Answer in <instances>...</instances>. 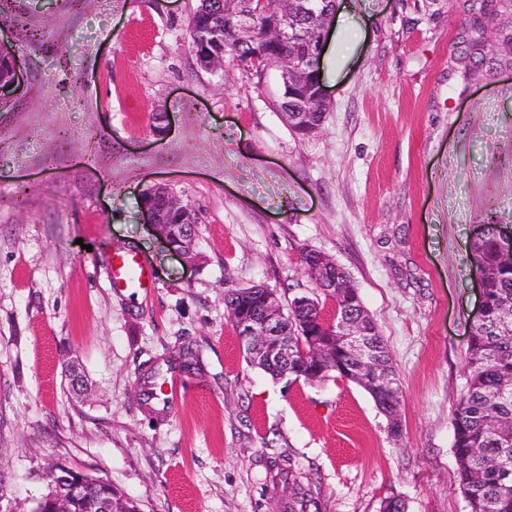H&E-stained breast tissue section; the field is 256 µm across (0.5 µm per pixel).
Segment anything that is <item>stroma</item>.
<instances>
[{
    "mask_svg": "<svg viewBox=\"0 0 512 512\" xmlns=\"http://www.w3.org/2000/svg\"><path fill=\"white\" fill-rule=\"evenodd\" d=\"M360 2L362 38L341 70L323 67L329 107L302 137L278 108V68L197 64V0H0L23 75L0 108V512H32L51 461L110 480L139 512H284L282 455L318 512L393 496L468 512L453 401L478 303L474 228L512 227V65L463 78V0ZM154 183L198 217L194 268L142 221ZM304 247L349 271L378 323L401 438L354 383L245 362L225 289L305 292ZM122 250L153 288L113 287ZM181 347L193 363L171 371L190 391L150 411L138 380ZM66 358L90 396L68 386Z\"/></svg>",
    "mask_w": 512,
    "mask_h": 512,
    "instance_id": "obj_1",
    "label": "stroma"
}]
</instances>
